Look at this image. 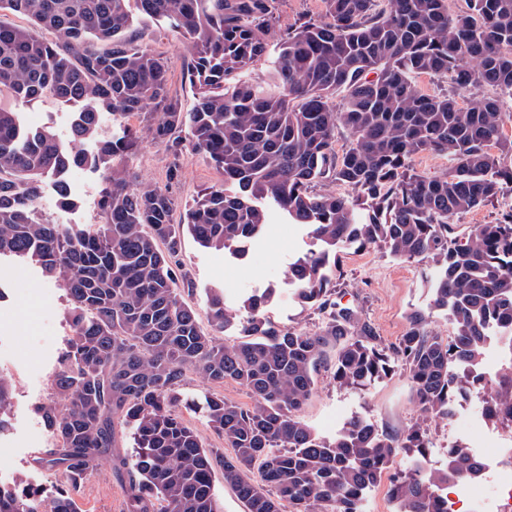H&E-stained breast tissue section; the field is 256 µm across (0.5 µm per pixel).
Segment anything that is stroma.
I'll return each instance as SVG.
<instances>
[{"label": "stroma", "instance_id": "35a3bbf8", "mask_svg": "<svg viewBox=\"0 0 512 512\" xmlns=\"http://www.w3.org/2000/svg\"><path fill=\"white\" fill-rule=\"evenodd\" d=\"M135 26L154 36L155 49L169 60L171 93L183 111H191L198 89L184 75L188 56L184 38L168 30L161 20L139 16ZM0 106L18 112L24 126L50 128L64 142L71 139V123L80 108L79 103L53 98L22 103L6 93L0 95ZM171 161L169 151L146 140L131 165L143 181L169 186L177 211H185L222 181L208 158L188 154L179 181L168 183ZM67 181L71 205L60 204L55 186L49 182L40 200L41 212L51 223L93 231L104 187L101 174L75 167ZM319 248L307 225L291 223L287 216L272 210L261 235L242 257L201 246L192 236H184L180 259L187 279L179 288L201 314L211 291L223 292L227 303L237 308L248 296L271 288L275 291L267 308L271 321L309 331L316 328L318 313L298 300L288 271L298 258ZM433 274L431 262L396 260L376 247L343 250L328 269L335 300L361 311L387 345L403 335L407 316L415 310L430 311L432 328L445 336L451 334L447 313L430 309ZM66 306L64 291L44 277L34 262L0 259V376L9 381L12 393L9 424L0 433V448L9 453L7 468L0 471L1 481L24 478L44 488L61 481L60 472L42 461L55 436L37 408L50 396V379L72 334L64 315ZM415 415L409 384L399 371L357 391L340 388L329 373H321L313 396L299 413L318 434L327 437L353 417L400 432ZM75 500L78 512H124V491L110 463H102L86 477Z\"/></svg>", "mask_w": 512, "mask_h": 512}]
</instances>
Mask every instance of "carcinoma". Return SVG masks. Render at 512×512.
Instances as JSON below:
<instances>
[{
  "mask_svg": "<svg viewBox=\"0 0 512 512\" xmlns=\"http://www.w3.org/2000/svg\"><path fill=\"white\" fill-rule=\"evenodd\" d=\"M135 2L188 41L187 74L200 87L193 111L171 95L168 59L144 35L128 36L129 0H0V10L33 24L0 23V92L83 103L75 142L99 137L104 112L143 123L88 154L47 129L22 130L18 113L0 109V256L39 264L63 288L72 327L52 397L39 407L57 437L43 462L63 476L52 512H76L73 494L108 458L125 512H220L217 467L246 512H359L363 489L384 479L396 512H437L435 492L476 475L479 464L460 444L444 467H431L429 424L473 395L489 417L512 421V364L493 395L482 394L472 372L487 320L512 326V208L464 235L448 224L512 188V141L501 137L512 104V0L456 8L455 0H322L321 18L280 34L265 77L230 87L267 52L274 0ZM35 27L56 41L39 40ZM422 75L478 101L464 109L453 95L424 94L415 85ZM339 128L349 137L340 154ZM145 138L176 157L188 147L205 155L224 183L176 219L169 188L144 184L129 168ZM422 153L448 157V172L416 173L411 159ZM74 166L104 176L92 233L52 224L39 209L49 178L68 203L65 174ZM323 180L348 193L315 192ZM261 200L310 225L324 246L289 269L299 301L318 311L315 331L273 323L270 290L244 300L243 320L212 293L205 330L176 288L186 278L178 275L184 233L241 257L266 224ZM354 246L433 262L431 309L447 312L453 335L431 330L429 314L416 310L398 341L383 346L370 320L332 299L329 253ZM231 326L240 340L218 343L215 333ZM397 368L417 413L401 432L354 417L324 438L297 416L323 371L340 388L362 389ZM190 372L252 395L249 407L204 396L230 456L207 447L181 416L178 388ZM10 405L0 376V431ZM119 425L135 430L137 455L114 453ZM400 456L410 468L389 473ZM43 495L29 482L0 486V512H39Z\"/></svg>",
  "mask_w": 512,
  "mask_h": 512,
  "instance_id": "1",
  "label": "carcinoma"
}]
</instances>
